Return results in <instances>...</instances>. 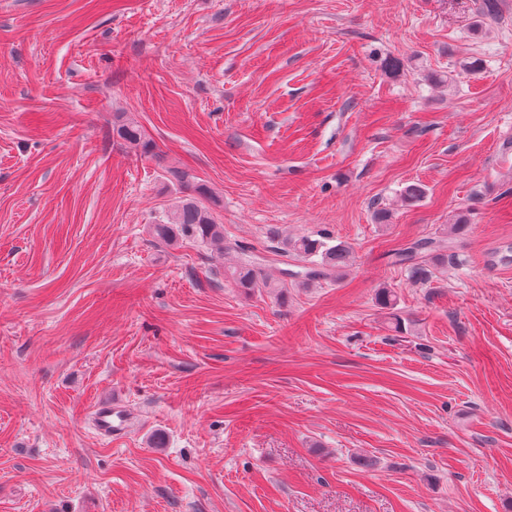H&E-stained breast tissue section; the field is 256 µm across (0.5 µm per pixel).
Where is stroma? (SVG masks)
Masks as SVG:
<instances>
[{
  "instance_id": "stroma-1",
  "label": "stroma",
  "mask_w": 512,
  "mask_h": 512,
  "mask_svg": "<svg viewBox=\"0 0 512 512\" xmlns=\"http://www.w3.org/2000/svg\"><path fill=\"white\" fill-rule=\"evenodd\" d=\"M479 3L0 0V512H512V0ZM177 170L278 282L289 235L351 267L249 294L155 245ZM113 131L127 146L146 150L149 143L145 141L142 129L133 122H125L118 117L113 121ZM444 248L434 238H418L395 253L396 262L404 266L412 279L427 282L433 277L435 267L448 266L447 249ZM114 416L118 420V424L114 423ZM95 419L100 432L111 437L112 433L118 434L124 430L127 420V418L120 415L118 410L112 409V406L97 407Z\"/></svg>"
}]
</instances>
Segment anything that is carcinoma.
Returning a JSON list of instances; mask_svg holds the SVG:
<instances>
[{
	"mask_svg": "<svg viewBox=\"0 0 512 512\" xmlns=\"http://www.w3.org/2000/svg\"><path fill=\"white\" fill-rule=\"evenodd\" d=\"M113 131L127 146L148 148L142 129L133 122L119 118L113 121ZM187 194L167 211L162 222L150 225L153 242L159 246L178 248L186 244H209L224 253H237L235 266L229 271L234 285L250 292L263 291L277 286L267 274L263 260L251 254L250 250L238 242L224 240V225L216 222L207 204V191L192 183V177L184 172H175ZM277 254L302 264V271L291 273L294 285L308 286L314 283L337 282L350 266L353 251L349 244L336 241L328 234L320 238L310 236L287 237L280 241ZM396 262L404 266L410 277L427 282L433 269L448 265V254L444 246L431 237L418 238L395 253Z\"/></svg>",
	"mask_w": 512,
	"mask_h": 512,
	"instance_id": "1",
	"label": "carcinoma"
}]
</instances>
